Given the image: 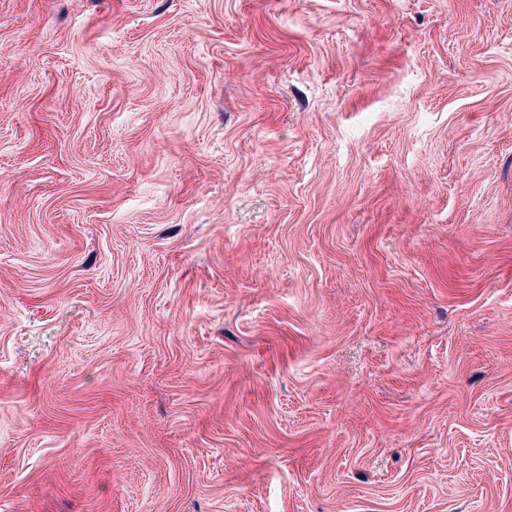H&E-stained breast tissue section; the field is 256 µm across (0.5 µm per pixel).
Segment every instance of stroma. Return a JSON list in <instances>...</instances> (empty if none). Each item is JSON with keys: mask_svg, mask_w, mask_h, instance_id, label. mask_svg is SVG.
Masks as SVG:
<instances>
[{"mask_svg": "<svg viewBox=\"0 0 512 512\" xmlns=\"http://www.w3.org/2000/svg\"><path fill=\"white\" fill-rule=\"evenodd\" d=\"M0 512H512V0H0Z\"/></svg>", "mask_w": 512, "mask_h": 512, "instance_id": "obj_1", "label": "stroma"}]
</instances>
